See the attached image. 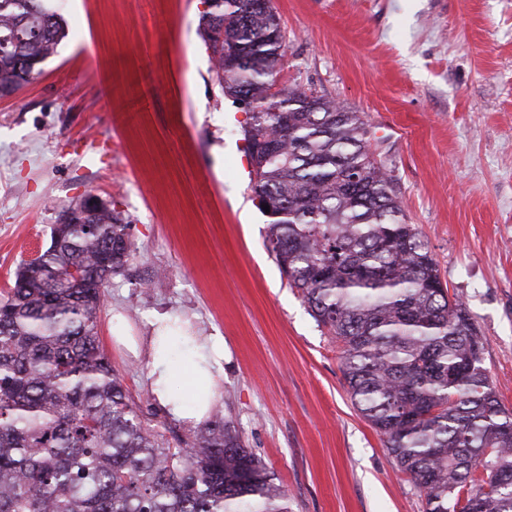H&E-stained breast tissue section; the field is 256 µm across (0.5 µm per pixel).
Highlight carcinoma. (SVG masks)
<instances>
[{
    "label": "carcinoma",
    "instance_id": "1",
    "mask_svg": "<svg viewBox=\"0 0 512 512\" xmlns=\"http://www.w3.org/2000/svg\"><path fill=\"white\" fill-rule=\"evenodd\" d=\"M200 33L243 133L265 245L341 347L358 410L424 512H512V411L483 368L470 314L409 224L360 113L276 87L286 56L274 7L205 0ZM67 37L46 0H0V95ZM0 295V512H288V492L234 423L176 447L101 350L98 314L135 257L130 224L89 195Z\"/></svg>",
    "mask_w": 512,
    "mask_h": 512
}]
</instances>
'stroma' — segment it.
<instances>
[{"label": "stroma", "instance_id": "35a3bbf8", "mask_svg": "<svg viewBox=\"0 0 512 512\" xmlns=\"http://www.w3.org/2000/svg\"><path fill=\"white\" fill-rule=\"evenodd\" d=\"M279 86L360 112L408 220L467 307L483 367L512 409V0H273ZM203 0H66L69 35L0 97V292L87 195L131 224L136 256L107 289L101 345L144 414L147 342L167 311L224 339L216 400L288 492L290 512H423L353 405L336 342L265 247L244 152L248 120L200 35Z\"/></svg>", "mask_w": 512, "mask_h": 512}]
</instances>
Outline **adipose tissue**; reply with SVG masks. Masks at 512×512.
Masks as SVG:
<instances>
[{"instance_id": "adipose-tissue-1", "label": "adipose tissue", "mask_w": 512, "mask_h": 512, "mask_svg": "<svg viewBox=\"0 0 512 512\" xmlns=\"http://www.w3.org/2000/svg\"><path fill=\"white\" fill-rule=\"evenodd\" d=\"M133 355L148 353L150 391L173 418L198 423L205 419L214 399V387L224 373V339L220 336H172L152 339L142 350L131 336H117Z\"/></svg>"}]
</instances>
